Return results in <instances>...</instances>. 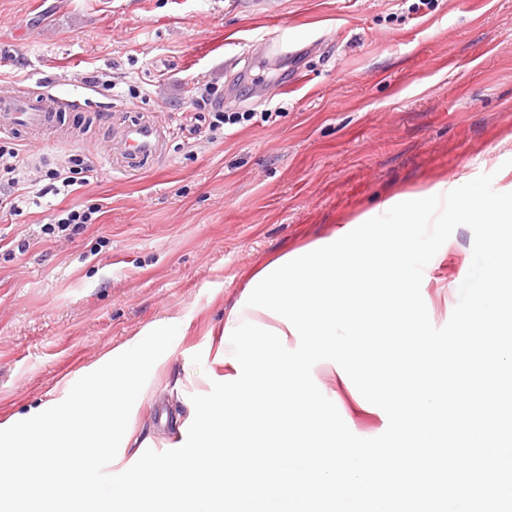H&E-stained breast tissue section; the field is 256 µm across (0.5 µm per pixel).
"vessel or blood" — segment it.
<instances>
[{"mask_svg":"<svg viewBox=\"0 0 512 512\" xmlns=\"http://www.w3.org/2000/svg\"><path fill=\"white\" fill-rule=\"evenodd\" d=\"M84 103L80 97L37 91L27 95L11 89L10 82L0 83V135L19 133L41 134L52 129L61 114L80 112ZM163 132L150 121L124 125L121 139L125 151L121 157L104 154L101 166L104 172L125 169L136 170L158 160L163 153Z\"/></svg>","mask_w":512,"mask_h":512,"instance_id":"b4317fda","label":"vessel or blood"}]
</instances>
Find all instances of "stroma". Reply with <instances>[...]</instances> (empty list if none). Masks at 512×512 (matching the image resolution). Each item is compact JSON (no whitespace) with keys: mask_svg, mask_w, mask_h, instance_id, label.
Returning <instances> with one entry per match:
<instances>
[{"mask_svg":"<svg viewBox=\"0 0 512 512\" xmlns=\"http://www.w3.org/2000/svg\"><path fill=\"white\" fill-rule=\"evenodd\" d=\"M274 32L297 54L266 53ZM1 79L87 105L66 117L81 140L25 146L34 190L70 156L96 163L110 125L128 118L156 122L166 144L154 165L93 172L40 205L0 208V421L163 324L179 327L165 380L201 378L253 273L346 233L395 194L483 173L512 192V0H0ZM208 87L225 111L253 118L184 137ZM73 205L98 208L96 222L41 234ZM15 239L25 253H12ZM473 242L458 227L424 269L434 326L458 302ZM312 376L355 435L386 430L338 364L319 362ZM189 413L161 388L137 425L159 451Z\"/></svg>","mask_w":512,"mask_h":512,"instance_id":"1","label":"stroma"}]
</instances>
